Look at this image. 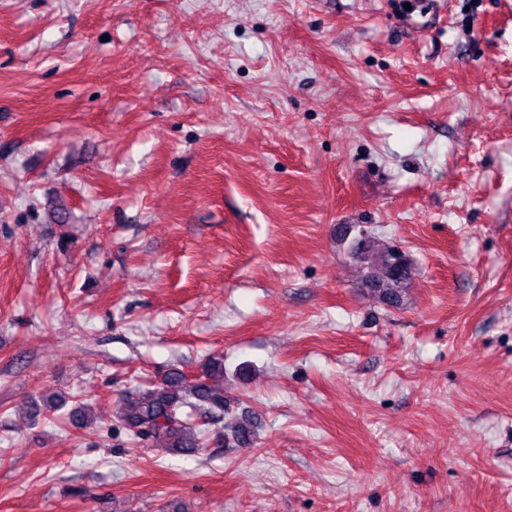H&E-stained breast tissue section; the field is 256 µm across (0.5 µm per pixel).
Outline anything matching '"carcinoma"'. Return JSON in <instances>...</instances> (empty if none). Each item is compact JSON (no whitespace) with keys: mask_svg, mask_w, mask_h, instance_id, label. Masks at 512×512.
<instances>
[{"mask_svg":"<svg viewBox=\"0 0 512 512\" xmlns=\"http://www.w3.org/2000/svg\"><path fill=\"white\" fill-rule=\"evenodd\" d=\"M353 256L366 265L365 287L382 302L399 304L411 278L409 257L396 247L358 248ZM223 376L224 361L217 357L208 359L193 381L182 370L172 369L161 382L126 395L118 419L134 442L146 439L179 453L192 452L200 447L203 431L182 413L188 408L211 419L232 414L224 393L213 384ZM224 431L240 447L252 441L253 431L247 419L224 425Z\"/></svg>","mask_w":512,"mask_h":512,"instance_id":"carcinoma-1","label":"carcinoma"}]
</instances>
